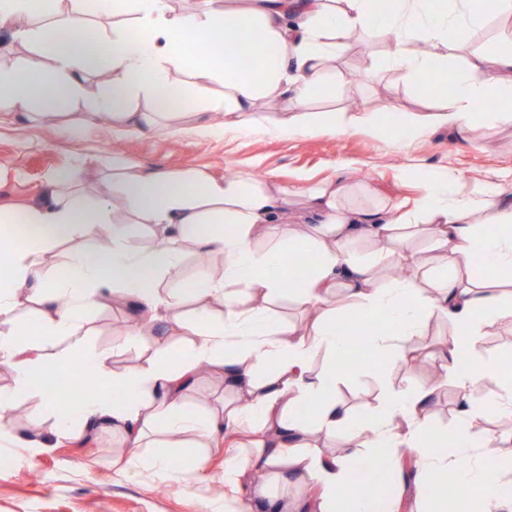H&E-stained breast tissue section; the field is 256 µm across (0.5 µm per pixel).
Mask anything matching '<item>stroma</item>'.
Segmentation results:
<instances>
[{
  "label": "stroma",
  "mask_w": 512,
  "mask_h": 512,
  "mask_svg": "<svg viewBox=\"0 0 512 512\" xmlns=\"http://www.w3.org/2000/svg\"><path fill=\"white\" fill-rule=\"evenodd\" d=\"M453 41L448 69L455 72L468 53L488 43L511 42L512 20L495 22L478 35L460 29ZM385 50L375 33L347 36L344 52L331 63L333 92L313 99L309 111L431 112L433 101L419 98L397 74L380 68ZM289 115L287 102L269 95L242 114L239 129L225 126L222 115L204 111L194 98L150 133L121 130L97 118L76 135L61 119L50 125L40 120L0 124V200L26 205L38 197L48 176L71 170L86 195L122 207L106 172L75 166L77 156H104L109 145L136 170L159 167L214 179L230 170L258 185L275 184L290 192L283 221L299 231L317 222L306 188L340 179L353 188L352 205L371 203L377 191L391 203L417 199L428 177L450 172L458 177L459 193L474 198L488 185L512 186V126L497 123L486 108L462 134L427 128L380 136L362 124L341 132L308 128L289 136L278 133L277 125ZM139 316V310L114 305L92 313L83 329L88 344L113 348L114 370L139 365L152 355L148 344L128 341L127 327ZM452 339L447 318L433 317L415 339L421 350L416 361L398 365L379 380L365 371L341 372L336 391L357 414L373 413L386 388L431 385L441 373L436 353ZM468 353L485 361H512V321L490 326ZM121 445L119 437L105 431L56 438L35 454L0 446V512H225L230 492L223 479L224 458L233 440L211 450L207 471L189 486L147 469L123 472L124 459L114 453Z\"/></svg>",
  "instance_id": "1"
}]
</instances>
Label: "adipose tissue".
<instances>
[{
  "label": "adipose tissue",
  "mask_w": 512,
  "mask_h": 512,
  "mask_svg": "<svg viewBox=\"0 0 512 512\" xmlns=\"http://www.w3.org/2000/svg\"><path fill=\"white\" fill-rule=\"evenodd\" d=\"M96 9L111 18L112 30L83 41L78 33L89 24L88 0H0V121L36 114L66 119L79 108L85 123L108 112L127 129L153 132L182 94L174 76L187 71L206 109L229 122L266 93L284 96L293 116L281 129L293 133L302 130L309 101L330 93V60L360 31L386 40L382 69L439 101L426 117L431 125L465 132L477 104L493 98L496 121L512 124L505 95L512 88V48L472 53L462 72L447 70L455 30L512 18V0H485L479 11L472 0H249L232 13L226 0H203L192 13L175 10L170 0H97ZM242 43L250 44V59L237 55ZM214 82L223 83V94H210ZM100 164L121 187L125 219L112 218L107 200H90L57 175L21 212L0 207V369L11 376L0 386V439L36 452L51 436L109 429L127 442V468L166 470L167 449L184 448L188 472L199 473L218 437L243 432L248 446L224 458L225 485L244 492L242 512H341L340 487L348 490L343 512H401L398 493L407 487L418 504L447 512L448 489L435 476L448 469L484 512H512V494L482 486L484 473L502 463L500 445L512 438L488 440L474 463L461 462L476 415L512 419V371L463 359L459 349L476 344L491 323L512 319V296L503 293L512 287V201L498 187L487 188L480 210L459 195L453 174L431 179L410 210L347 205L352 189L342 182L315 187L309 198L324 221L299 232L280 223L288 206L283 190L154 167L134 171L116 155ZM133 222L163 232L141 246L126 231ZM106 223L112 230L105 241L76 248ZM20 227L27 243L17 248L12 239ZM361 241L372 242L369 253H356ZM65 244L62 271L49 269L47 254ZM190 247L222 255L223 270L204 268L163 288ZM290 255L306 258L305 267L288 265ZM403 263L411 264L410 277L383 276ZM476 263L485 278L469 277ZM285 296L313 312L311 324L280 321L272 303ZM115 301L148 308L162 301L168 308L163 336H153L149 320L138 329L153 356L121 372L111 368V349L78 338L91 312ZM217 303L223 315L214 314ZM28 304L35 307L39 343L24 340L14 319ZM349 313L384 323L372 346L378 358L365 366L377 377L415 359L414 338L426 321L448 319L456 339L440 358L443 377L460 396L453 433L429 424L434 385L388 391L364 418L351 412L336 393V362L346 355L340 318ZM56 336L73 343L56 349ZM320 352L326 361L317 369L312 357ZM203 364L223 376L229 398L192 410L186 397ZM74 365L97 386L64 403L50 385ZM489 382L500 393L484 402L480 392ZM25 400L36 402L47 438L14 428L12 413ZM339 434L345 447L333 455L311 443ZM145 444L156 454L141 456ZM382 449L396 464L391 474L374 480L356 470ZM409 457L412 471L399 472ZM292 482L315 488V497L289 496ZM385 482L395 491L386 501L378 494Z\"/></svg>",
  "instance_id": "1"
}]
</instances>
